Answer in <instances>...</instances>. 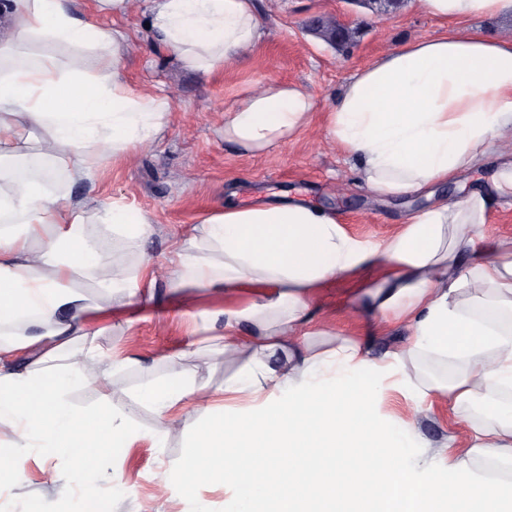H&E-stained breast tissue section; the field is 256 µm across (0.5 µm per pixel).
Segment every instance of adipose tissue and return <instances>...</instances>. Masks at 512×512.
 I'll return each mask as SVG.
<instances>
[{"instance_id":"ef3b65f1","label":"adipose tissue","mask_w":512,"mask_h":512,"mask_svg":"<svg viewBox=\"0 0 512 512\" xmlns=\"http://www.w3.org/2000/svg\"><path fill=\"white\" fill-rule=\"evenodd\" d=\"M150 32L189 69L213 74L257 47L253 0H148ZM453 27L419 38L360 69L326 112V139L359 162L377 196L429 193L477 167L496 140L512 137V39L463 29L480 16L512 13V0H421ZM78 0H0L10 38L0 44V423L21 448H47L95 473L99 448H128L177 434V410L202 408L205 422L178 465L186 486L211 476L235 492L236 512H512V481L474 479L466 458L446 473L409 475L404 437L376 415V379L401 374L424 397L464 418L469 455L512 460V244L470 260L491 203L512 196V160L491 184L414 214L387 239L344 233L333 213L281 197L226 204L176 253L172 293L217 292L225 353L247 357L225 393L245 404L225 415L203 386L173 373L143 385L127 410L107 413L111 357L85 345L55 366L88 323L116 300L149 301L148 262L108 263L107 234L148 238L150 217L120 203L71 196L92 179L93 160L132 156L171 118L168 98L132 89L129 37L103 30ZM73 49L62 59L60 48ZM302 86L268 80L224 114V140L242 155L286 145L312 122ZM36 150H29V142ZM91 280L85 292L79 277ZM357 280L350 302L404 324L409 345L382 358L343 338L316 350L305 328L316 289ZM257 289L249 304L238 292ZM202 311L204 321L216 315ZM286 362H276L278 351ZM93 364L100 404H70ZM152 406L160 428L143 431L136 407ZM476 410L478 420L465 419Z\"/></svg>"}]
</instances>
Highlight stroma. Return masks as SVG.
I'll return each instance as SVG.
<instances>
[{
    "label": "stroma",
    "instance_id": "stroma-1",
    "mask_svg": "<svg viewBox=\"0 0 512 512\" xmlns=\"http://www.w3.org/2000/svg\"><path fill=\"white\" fill-rule=\"evenodd\" d=\"M265 36L231 69L207 75L186 69L148 37L150 16L145 0H132L119 17L104 16L103 27L124 28L130 35L128 79L133 88H155L168 96L172 117L163 134L132 159L101 160L93 180L72 185L74 194L108 205L118 200L147 213L154 233L144 241L114 239L115 259L136 264L148 261L157 274L155 298L148 305L123 307L131 326L123 330L109 320H95L88 343L106 355L134 357L132 365L115 369L110 382L114 406L141 384L173 371L192 373L197 383L223 397L224 385L244 361L215 351L214 340L200 322L198 309L218 310L215 294H198L183 305L169 295L166 274L177 245L225 203L250 204L277 198L281 192L335 212L349 236L375 242L390 236L417 210L429 207L423 195L381 198L374 195L322 134L325 111L341 87L360 69L414 38H433L446 30L420 0H403L387 11L372 0H254ZM332 17L352 21L357 38L340 51L308 29L310 20ZM303 85L312 94V124L296 139L267 155L242 156L225 143L224 114L242 93L267 79ZM348 287L323 289L311 308L313 323H329L336 334L363 337L374 357L409 342L401 324L373 330L363 318L348 314L343 302ZM375 411L385 423L411 426L416 439L408 464L416 473L429 467L445 470L449 456H463L468 444L456 435L446 405L422 399L399 376L380 374ZM179 422L183 435L157 445L144 438L129 448H106L102 454L111 479L95 476L73 480L67 461L40 448L14 450L10 426H0V454H17L21 471L0 475V512H73L78 496L94 492L108 500L112 512H233V493L217 478L198 481L185 491L176 465L202 425L201 416L185 409ZM450 445L449 455L439 447Z\"/></svg>",
    "mask_w": 512,
    "mask_h": 512
}]
</instances>
